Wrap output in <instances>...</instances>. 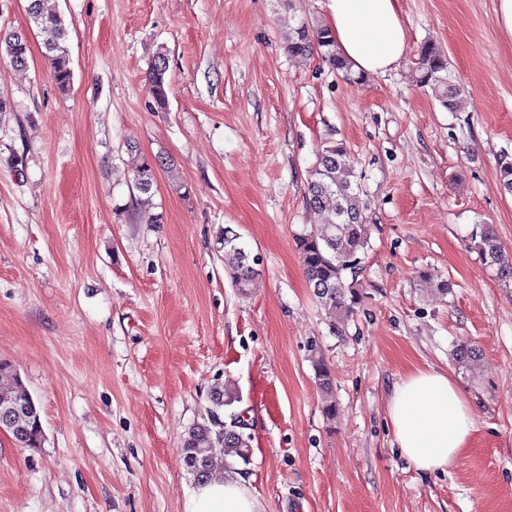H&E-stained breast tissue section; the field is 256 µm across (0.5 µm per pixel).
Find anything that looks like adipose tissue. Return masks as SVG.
Wrapping results in <instances>:
<instances>
[{
  "label": "adipose tissue",
  "instance_id": "1",
  "mask_svg": "<svg viewBox=\"0 0 512 512\" xmlns=\"http://www.w3.org/2000/svg\"><path fill=\"white\" fill-rule=\"evenodd\" d=\"M327 27L336 49L356 72L383 75L400 65L407 33L399 0H329ZM395 446L417 470L452 467L470 446L472 404L452 377L435 369L410 373L388 399ZM184 512H263L244 477L198 483Z\"/></svg>",
  "mask_w": 512,
  "mask_h": 512
}]
</instances>
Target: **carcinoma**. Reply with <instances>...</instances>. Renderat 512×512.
I'll return each instance as SVG.
<instances>
[{"mask_svg":"<svg viewBox=\"0 0 512 512\" xmlns=\"http://www.w3.org/2000/svg\"><path fill=\"white\" fill-rule=\"evenodd\" d=\"M49 0H30L28 14L44 35V46L53 64V78L62 90L72 80L65 41L67 28L62 16L49 8ZM6 55L17 68L27 64L28 44L21 33L0 36ZM288 53L295 56L317 54L322 61L348 77L351 68L334 48L331 32L323 25L303 24L287 36ZM168 68L166 54L159 52L148 73V84L154 101L164 105L167 97L165 75ZM418 82L427 87L440 105L449 112L457 110L463 87L450 80L447 56L434 44L426 43L417 58ZM154 164L145 159L134 174L136 189L144 195L140 199L147 207L154 184ZM307 203L320 216L315 232L297 237V250L313 295L330 318L338 323L347 321L360 301V283L357 280L359 254L369 245V224L366 211L369 204L363 198L361 184L351 163L347 148L341 142L330 141L320 147L307 182ZM240 236L231 228H224V267L235 287L245 290L259 275L257 257L251 255L239 242ZM471 249L477 252L482 264L495 272L504 286H512V257L506 255L494 228L481 225L471 237ZM312 359L319 387L325 396V414H336L330 370L320 351L311 347ZM455 360L464 367H472L479 360L478 351L467 345L456 350ZM238 390L233 383L211 394L214 410L208 417L190 426L181 440V454L187 470L196 481L209 478L215 472L216 460L224 458V475L238 474L236 465L248 464L251 457L250 437L243 433L246 423L242 413L233 412L228 419H220L217 410L238 401ZM15 441L22 448H38L43 439L40 429L23 420L19 423Z\"/></svg>","mask_w":512,"mask_h":512,"instance_id":"cac0c4a2","label":"carcinoma"}]
</instances>
